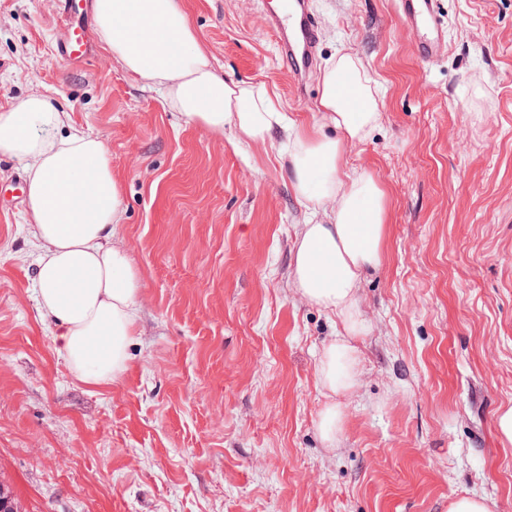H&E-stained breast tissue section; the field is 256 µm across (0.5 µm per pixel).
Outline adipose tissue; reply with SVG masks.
Here are the masks:
<instances>
[{"label":"adipose tissue","mask_w":512,"mask_h":512,"mask_svg":"<svg viewBox=\"0 0 512 512\" xmlns=\"http://www.w3.org/2000/svg\"><path fill=\"white\" fill-rule=\"evenodd\" d=\"M93 14L113 60L144 89L161 92L186 123L270 145L285 160L292 192L311 214L295 236L292 286L341 325L316 366L332 397L318 428L335 447L345 422L341 400L359 380L352 341L368 330L359 288L387 255L388 191L372 171L346 170L349 149L380 122L377 80L351 48L338 50L320 78L322 121L305 125L281 112L266 85L218 76L181 0H94ZM0 154L25 168L32 289L53 347L77 382L110 386L128 368L144 278L116 243L123 186L108 147L75 132L69 113L36 92L0 112Z\"/></svg>","instance_id":"1"}]
</instances>
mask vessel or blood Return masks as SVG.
<instances>
[{"instance_id": "1", "label": "vessel or blood", "mask_w": 512, "mask_h": 512, "mask_svg": "<svg viewBox=\"0 0 512 512\" xmlns=\"http://www.w3.org/2000/svg\"><path fill=\"white\" fill-rule=\"evenodd\" d=\"M87 7L88 0H56L58 60L78 65L90 55ZM398 10L402 19L419 34L415 45L417 58L425 62L437 58L444 23L434 8V0H398ZM266 23L290 77L303 81L318 63V22L308 0H288L284 12L269 13Z\"/></svg>"}]
</instances>
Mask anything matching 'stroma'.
<instances>
[{
  "label": "stroma",
  "instance_id": "1",
  "mask_svg": "<svg viewBox=\"0 0 512 512\" xmlns=\"http://www.w3.org/2000/svg\"><path fill=\"white\" fill-rule=\"evenodd\" d=\"M277 0H183L227 80L295 94L265 28ZM319 61L341 47L380 81V126L346 157L390 193L387 259L362 281L367 336L344 430L325 447L316 360L340 329L290 280L307 208L271 149L185 124L113 62L52 54L54 0H0V108L53 97L107 144L125 188L118 240L144 274L127 371L86 387L52 349L34 255L0 157V480L22 512H512V0H435L425 63L395 0H311Z\"/></svg>",
  "mask_w": 512,
  "mask_h": 512
}]
</instances>
